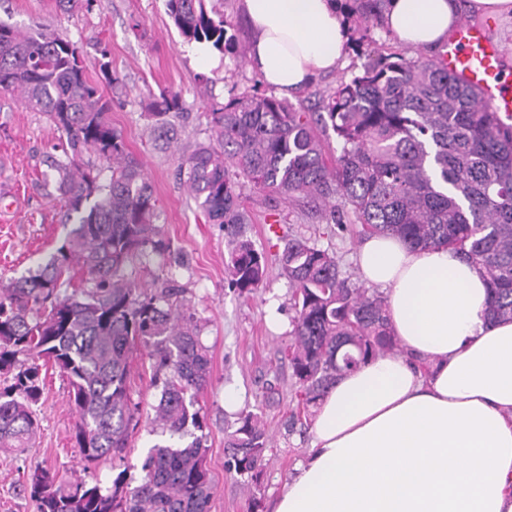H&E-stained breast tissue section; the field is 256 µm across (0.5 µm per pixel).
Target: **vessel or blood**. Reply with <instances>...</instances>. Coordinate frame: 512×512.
<instances>
[{"mask_svg":"<svg viewBox=\"0 0 512 512\" xmlns=\"http://www.w3.org/2000/svg\"><path fill=\"white\" fill-rule=\"evenodd\" d=\"M442 60L449 72L482 89L489 106L512 114V84L500 80V57L482 27L460 23L448 40Z\"/></svg>","mask_w":512,"mask_h":512,"instance_id":"obj_1","label":"vessel or blood"}]
</instances>
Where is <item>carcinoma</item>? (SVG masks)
<instances>
[{"instance_id": "1", "label": "carcinoma", "mask_w": 512, "mask_h": 512, "mask_svg": "<svg viewBox=\"0 0 512 512\" xmlns=\"http://www.w3.org/2000/svg\"><path fill=\"white\" fill-rule=\"evenodd\" d=\"M207 0H166L188 43L246 57L224 13ZM356 56L382 30L389 0H335ZM0 91L20 93L65 137L47 157L69 226L48 259L0 289V372L23 356L30 364L0 391V447L27 448L39 420L40 366L59 370L78 414L74 440L88 463L124 458L143 410L129 387L132 361L145 352L159 392L151 422L169 438L152 445L137 484L121 470L112 486L65 481L37 467L26 486L39 512H209L215 485L196 397L210 380L202 327L180 288L140 289L127 268L170 249L157 225L153 187L108 117L110 102L91 80L77 43L45 28L22 31L0 21ZM180 94L164 89L148 107L158 139L176 136ZM210 137L182 159L197 208L224 227L228 282L252 294L266 257L246 236L251 223L241 187L323 206L330 231L362 225L413 249L448 247L472 263L491 288L489 316L512 321V114L493 111L480 91L448 72L441 57L386 50L341 81L312 114L256 89L213 102ZM332 128L328 158L316 127ZM278 262L290 283L286 354L294 396L288 425H308L312 409L346 371L402 353L387 300L344 274L336 256L307 240L281 238ZM81 286L61 294L75 271ZM226 468L244 479L251 512L270 450L261 417L238 414L226 435Z\"/></svg>"}]
</instances>
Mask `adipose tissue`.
<instances>
[{"label": "adipose tissue", "instance_id": "ef3b65f1", "mask_svg": "<svg viewBox=\"0 0 512 512\" xmlns=\"http://www.w3.org/2000/svg\"><path fill=\"white\" fill-rule=\"evenodd\" d=\"M241 3L248 66L279 94L342 65L334 0ZM465 12L512 19V0H390L385 22L407 48H438ZM357 265L387 290L405 353L337 380L272 512H512V322L488 323L485 277L452 249L385 235Z\"/></svg>", "mask_w": 512, "mask_h": 512}]
</instances>
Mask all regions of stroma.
I'll list each match as a JSON object with an SVG mask.
<instances>
[{
  "label": "stroma",
  "instance_id": "35a3bbf8",
  "mask_svg": "<svg viewBox=\"0 0 512 512\" xmlns=\"http://www.w3.org/2000/svg\"><path fill=\"white\" fill-rule=\"evenodd\" d=\"M0 20L26 30L42 26L78 42L87 73L101 82L111 104L109 119L140 160L154 188L158 223L171 241L169 254L150 267L134 268L140 288L172 285L183 289L186 304L200 320L201 340L211 356L210 381L197 396L205 415L207 465L215 484L210 512H248L249 494L241 479L224 467V438L234 428L237 411L224 408L226 393H235L238 409L261 415L271 451L262 477L261 498L270 503L295 465L304 459L311 433H288L285 423L293 393L292 370L282 351L290 337L291 288L274 256L282 236L304 238L333 251L342 271L355 272L354 256L363 240L362 227L347 225L336 235L324 233L311 203L268 199L244 187L252 222L246 234L254 248L270 259L266 280L251 296L240 295L226 281L224 229L207 223L178 175L183 156L209 134L208 104L224 102L258 82L247 63L232 56L207 61L193 54L167 14L165 0H94L91 7L60 12L54 0H0ZM109 59L115 84L102 82L99 65ZM357 58L346 54L335 72L317 77L294 94L292 103L319 111ZM180 92L182 110L176 120L178 140L155 147L145 106L160 90ZM61 142V134L41 113L27 107L20 94L0 92V278L26 273L48 257L65 235L62 209L52 172L45 159ZM276 306L279 324L268 318ZM43 393L37 405L40 431L26 451L0 449V512H37L25 491L31 468L42 466L65 480L111 486L119 471L140 477L147 450L160 439L148 423L133 434L123 462L104 457L87 463L73 439L77 414L69 401V385L58 370L42 368Z\"/></svg>",
  "mask_w": 512,
  "mask_h": 512
}]
</instances>
